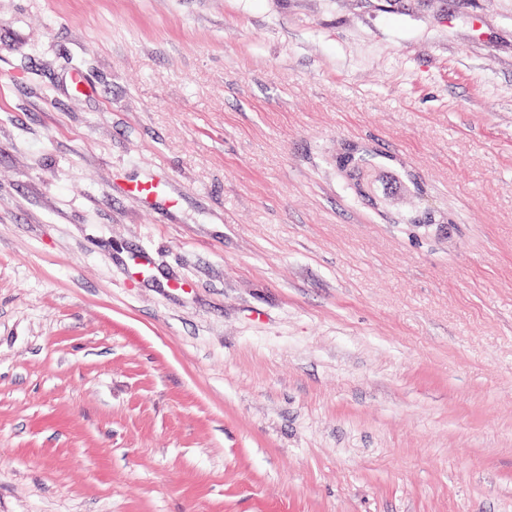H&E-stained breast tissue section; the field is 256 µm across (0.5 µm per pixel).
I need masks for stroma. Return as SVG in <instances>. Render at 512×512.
Masks as SVG:
<instances>
[{"mask_svg": "<svg viewBox=\"0 0 512 512\" xmlns=\"http://www.w3.org/2000/svg\"><path fill=\"white\" fill-rule=\"evenodd\" d=\"M0 512H512V0H0ZM366 155L368 151L356 144L347 142L342 145L341 151L336 154V170L350 181L355 194L369 205L375 207L372 196L379 198L372 170L367 166Z\"/></svg>", "mask_w": 512, "mask_h": 512, "instance_id": "obj_1", "label": "stroma"}]
</instances>
